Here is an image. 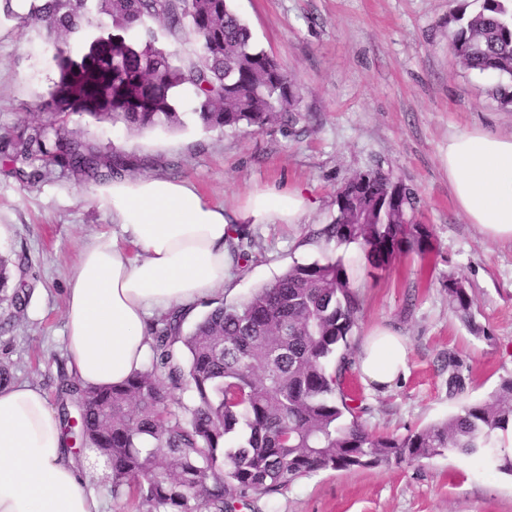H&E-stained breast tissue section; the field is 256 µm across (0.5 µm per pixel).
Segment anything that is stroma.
Masks as SVG:
<instances>
[{
    "label": "stroma",
    "mask_w": 512,
    "mask_h": 512,
    "mask_svg": "<svg viewBox=\"0 0 512 512\" xmlns=\"http://www.w3.org/2000/svg\"><path fill=\"white\" fill-rule=\"evenodd\" d=\"M463 0H233L267 53L301 90L307 118L262 131L240 126L203 130L182 92L184 128L130 134L109 123L70 117L68 131L136 160L131 177L194 183L205 201L237 207L254 188L308 190L315 208L301 224H260L249 262L236 267L217 300L231 303L271 283L294 263L342 259L361 296L349 356L368 334L390 329L407 344L408 374L392 388L367 386L350 370L345 388L371 431L405 436L480 402L512 376V245L467 223L448 186L441 156L448 136L482 126L512 133V107H502L483 76L456 63L445 36ZM56 77L42 25L0 17V137L46 123L38 108ZM381 169L417 196V222L433 230L425 253L372 268L357 244L308 240L330 223L343 182ZM98 185L58 166L23 184L0 163V253L24 258L33 287L24 314L0 322V360L14 381L39 386L58 406L67 377L64 308L81 249L119 233L101 208ZM473 299L477 331L448 302V281ZM456 359L464 389L448 393V361ZM237 512H512V476L478 458L447 454L302 477L271 496L249 495Z\"/></svg>",
    "instance_id": "stroma-1"
}]
</instances>
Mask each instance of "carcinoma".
I'll use <instances>...</instances> for the list:
<instances>
[{
  "mask_svg": "<svg viewBox=\"0 0 512 512\" xmlns=\"http://www.w3.org/2000/svg\"><path fill=\"white\" fill-rule=\"evenodd\" d=\"M28 18L43 24L58 76L40 109L87 115L129 132L184 124L173 91L188 88L206 130L257 131L295 119L301 96L288 72L257 47L230 0H37ZM186 33L184 61L158 44L155 25ZM84 44L72 53L68 39ZM448 46L466 71L492 75V96L512 106V0H482L448 20ZM11 173L32 180L57 164L86 181L126 176L128 162L54 123L0 142ZM414 192L379 169L349 177L336 216L313 231L325 246L358 243L379 268L401 254L425 253L433 233L413 224ZM256 246L250 231L229 237L234 260ZM22 258L0 254V308L26 310L31 289L16 282ZM448 301L476 329L473 301L448 279ZM360 300L340 259L295 263L245 299L208 309L190 327L171 311L151 328V367L124 383L62 386L59 416L75 439L111 469L112 493L132 489L149 512H235L250 494L273 495L323 469L351 470L456 452L512 475V378L491 399L404 437L368 431L342 384ZM190 401L175 413L177 392Z\"/></svg>",
  "mask_w": 512,
  "mask_h": 512,
  "instance_id": "carcinoma-1",
  "label": "carcinoma"
}]
</instances>
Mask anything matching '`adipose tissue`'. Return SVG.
<instances>
[{
    "instance_id": "adipose-tissue-1",
    "label": "adipose tissue",
    "mask_w": 512,
    "mask_h": 512,
    "mask_svg": "<svg viewBox=\"0 0 512 512\" xmlns=\"http://www.w3.org/2000/svg\"><path fill=\"white\" fill-rule=\"evenodd\" d=\"M443 163L468 223L512 243V135L479 127L451 133ZM99 199L122 236L85 246L68 283L66 356L85 386L123 383L150 352L154 315L177 308L195 316L201 301L229 286L231 225L298 224L314 208L298 187L254 192L228 211L191 184L152 176L113 180ZM358 367L375 388L392 386L407 372L404 339L374 332ZM101 473L67 451L59 416L41 389L27 382L0 387V512H101L84 488Z\"/></svg>"
}]
</instances>
